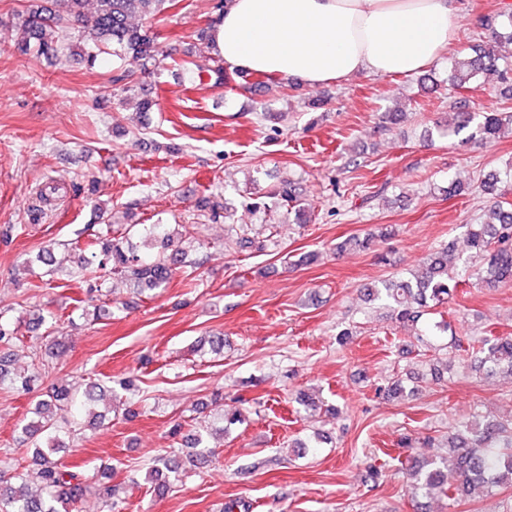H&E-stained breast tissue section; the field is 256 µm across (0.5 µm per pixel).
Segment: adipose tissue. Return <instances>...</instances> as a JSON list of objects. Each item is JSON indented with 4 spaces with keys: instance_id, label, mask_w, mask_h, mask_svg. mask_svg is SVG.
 <instances>
[{
    "instance_id": "ef3b65f1",
    "label": "adipose tissue",
    "mask_w": 512,
    "mask_h": 512,
    "mask_svg": "<svg viewBox=\"0 0 512 512\" xmlns=\"http://www.w3.org/2000/svg\"><path fill=\"white\" fill-rule=\"evenodd\" d=\"M456 31L453 0H227L211 48L228 69L318 86L421 72Z\"/></svg>"
}]
</instances>
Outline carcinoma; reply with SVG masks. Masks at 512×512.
<instances>
[{
    "instance_id": "carcinoma-1",
    "label": "carcinoma",
    "mask_w": 512,
    "mask_h": 512,
    "mask_svg": "<svg viewBox=\"0 0 512 512\" xmlns=\"http://www.w3.org/2000/svg\"><path fill=\"white\" fill-rule=\"evenodd\" d=\"M172 0H33L21 14L16 49L22 54L57 56L71 49L63 38L69 27H83V51L89 61L98 54L112 52L120 58L142 62L143 68L157 67V33L153 25L163 21L166 4ZM481 26L487 32L484 44L461 50L451 62L448 83L454 88H468L481 77L504 78L507 68L499 48L512 45V13L486 16ZM437 131L450 140L470 147H482L512 135L511 112H465L448 114V123ZM482 187L492 199L486 205L488 218L479 224L465 225L470 249L468 263L476 279L486 288L512 286V163L486 177ZM265 209H287L296 223L306 222V203L295 186L284 181L264 195ZM167 224L107 225L93 234L95 261L80 259V268L89 275L86 297L99 296L102 287L114 277L131 281L148 289L165 287L181 269L193 274L185 264L184 252L174 247ZM394 235L391 225L382 224L377 232L365 237H349L336 245L338 252L366 250L375 239ZM138 238L145 245L160 244L161 251L144 255L133 245ZM448 244L426 258L415 272L396 273L364 287L366 299L379 302L391 312L397 327L413 331L416 340L427 347L424 354L430 372H438L443 363L439 352H448V363L458 362L470 370L490 377L506 372L512 376V336L492 334L463 341L451 331L450 324L432 316L456 295L462 281L448 269ZM24 337L7 323H0V384L8 380L28 390L35 375L15 367L14 347ZM100 385L92 383L83 399H78L65 386L51 385L46 398L35 408L36 419L23 428L27 440L36 448L33 473L15 475L19 487L0 486V512H59L75 504L89 491V479L80 470L61 464L51 456L60 435L72 432L58 425L72 408L90 421L97 419L92 401ZM448 455L439 459L416 460L410 468L415 492L422 498L445 497L452 503L471 500L499 487H512V418L486 419L472 414L447 437ZM177 473V467L165 456L156 458L148 481L163 493L169 482L166 475Z\"/></svg>"
}]
</instances>
